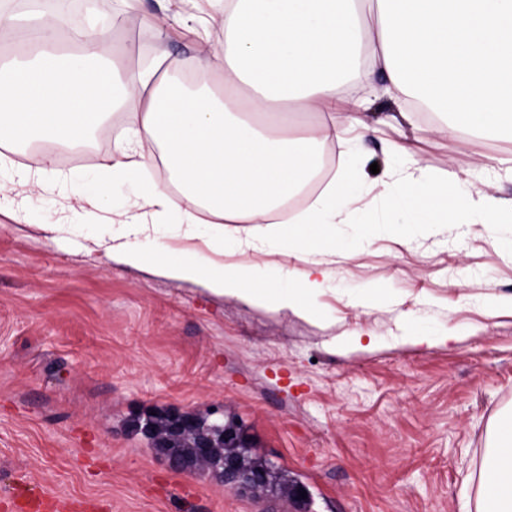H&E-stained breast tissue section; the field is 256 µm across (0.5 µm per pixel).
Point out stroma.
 <instances>
[{"label": "stroma", "instance_id": "obj_1", "mask_svg": "<svg viewBox=\"0 0 512 512\" xmlns=\"http://www.w3.org/2000/svg\"><path fill=\"white\" fill-rule=\"evenodd\" d=\"M109 15L132 67L207 60L224 46L210 0H101L83 31ZM372 83L375 133L331 147L328 165L399 169L386 143L403 140L434 170L512 199V144L434 134L431 115L385 94L384 74ZM404 111L412 120L389 123ZM129 113L57 164L62 189L21 220L0 214V512L28 492L95 512H296L290 498L175 470L132 426L169 409L238 424L254 454L306 487L305 512H475L490 429L512 410V223L426 228L382 205L375 224L358 213L328 226L346 251L318 254L330 278L313 315L214 296L97 246L106 223L162 178L153 164L135 180L101 179ZM52 215L64 222L50 235ZM184 229L174 206L140 241L249 265L263 283L287 285L306 266L282 224L247 252L246 225ZM373 292L382 304L357 307Z\"/></svg>", "mask_w": 512, "mask_h": 512}]
</instances>
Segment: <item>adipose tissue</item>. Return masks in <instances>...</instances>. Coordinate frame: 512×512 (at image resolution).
<instances>
[{
	"label": "adipose tissue",
	"mask_w": 512,
	"mask_h": 512,
	"mask_svg": "<svg viewBox=\"0 0 512 512\" xmlns=\"http://www.w3.org/2000/svg\"><path fill=\"white\" fill-rule=\"evenodd\" d=\"M62 16L47 15L21 30L26 56L0 63V147L52 145L37 170L20 173L24 185L47 189L53 152L85 142L95 125L121 103L136 100L130 134L118 139L104 179L137 177L144 146L157 147L168 182L149 188L125 214L121 242L105 234L98 247L132 266L162 265L169 276L203 283L215 296L263 302L304 314L321 287L323 270L300 272L296 287L258 282L246 268L217 269L195 259L172 260L165 245L143 250L146 215L165 213L178 189L187 223L204 213L244 224L241 249L255 248L273 215L298 231L292 243L305 254L336 252L342 243L325 226L345 223L359 200L349 167L312 197L305 213L287 204L316 176L324 150L364 125L365 98L350 87L386 75L395 97L412 99L444 122L443 131H471L512 143V0H224L222 92L180 80L198 72L195 60L170 58L161 78L124 65L109 29L71 33ZM295 112L320 114L300 127L272 112L275 101ZM405 158L400 171L365 182L374 201L406 207L420 225L499 223L504 204L466 189L455 174L435 172L410 145L391 143ZM479 512H512V412L496 423L483 463Z\"/></svg>",
	"instance_id": "adipose-tissue-1"
}]
</instances>
